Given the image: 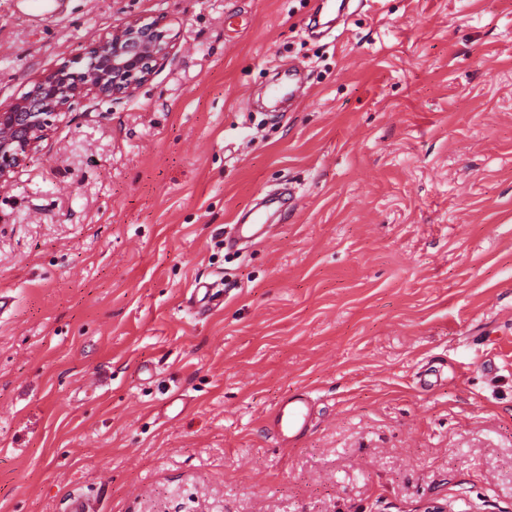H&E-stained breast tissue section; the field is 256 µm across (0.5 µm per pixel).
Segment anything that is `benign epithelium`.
<instances>
[{
  "label": "benign epithelium",
  "instance_id": "1",
  "mask_svg": "<svg viewBox=\"0 0 512 512\" xmlns=\"http://www.w3.org/2000/svg\"><path fill=\"white\" fill-rule=\"evenodd\" d=\"M168 53L169 41L157 22L130 19L44 73L14 103L0 106V186L38 149L62 111L89 95L111 100L132 96Z\"/></svg>",
  "mask_w": 512,
  "mask_h": 512
}]
</instances>
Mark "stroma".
<instances>
[{
  "label": "stroma",
  "mask_w": 512,
  "mask_h": 512,
  "mask_svg": "<svg viewBox=\"0 0 512 512\" xmlns=\"http://www.w3.org/2000/svg\"><path fill=\"white\" fill-rule=\"evenodd\" d=\"M52 6L0 0V104L129 18L171 48L0 186V512H512V0ZM313 405L307 395H297L281 404L273 414L272 430L284 443L301 436L312 421Z\"/></svg>",
  "instance_id": "1"
}]
</instances>
